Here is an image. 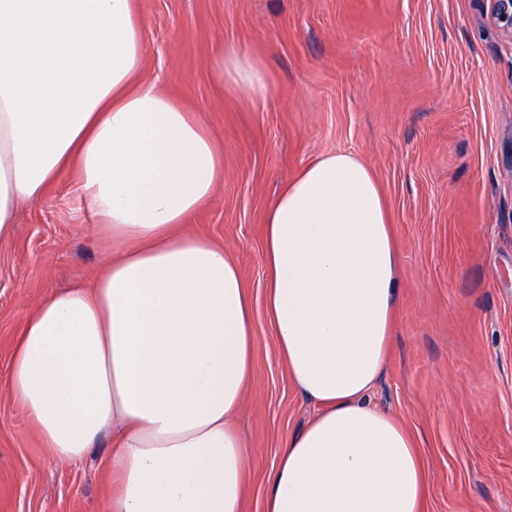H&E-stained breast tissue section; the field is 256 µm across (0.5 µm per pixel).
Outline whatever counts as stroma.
<instances>
[{"mask_svg":"<svg viewBox=\"0 0 512 512\" xmlns=\"http://www.w3.org/2000/svg\"><path fill=\"white\" fill-rule=\"evenodd\" d=\"M490 0H138L146 81L224 146V180L186 225L240 266L253 306L255 379L236 426L243 512H263L283 439L316 407L291 381L265 311L263 229L279 188L320 155L374 172L399 254L388 364L368 402L414 437L425 512H512V42ZM246 46L271 89L220 93L219 45ZM74 174L22 203L0 242V512H108V440L82 462L43 448L9 394L12 345L52 291L96 276Z\"/></svg>","mask_w":512,"mask_h":512,"instance_id":"1","label":"stroma"}]
</instances>
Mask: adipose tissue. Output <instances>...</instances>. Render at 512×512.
I'll list each match as a JSON object with an SVG mask.
<instances>
[{
    "label": "adipose tissue",
    "instance_id": "ef3b65f1",
    "mask_svg": "<svg viewBox=\"0 0 512 512\" xmlns=\"http://www.w3.org/2000/svg\"><path fill=\"white\" fill-rule=\"evenodd\" d=\"M135 0H0V240L22 201L67 172L112 246L102 272L26 318L9 389L54 457L112 439L110 512H242L254 379L242 271L182 227L224 179L210 130L143 80ZM209 69L251 101L265 64L230 44ZM265 309L317 411L284 440L263 512H424L410 432L365 401L383 372L398 255L372 170L320 156L278 191L265 227Z\"/></svg>",
    "mask_w": 512,
    "mask_h": 512
}]
</instances>
